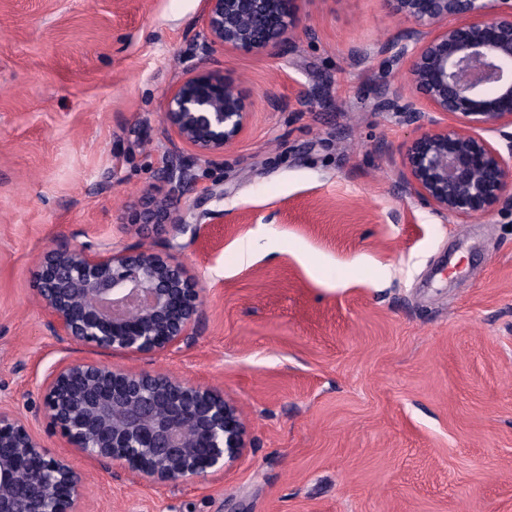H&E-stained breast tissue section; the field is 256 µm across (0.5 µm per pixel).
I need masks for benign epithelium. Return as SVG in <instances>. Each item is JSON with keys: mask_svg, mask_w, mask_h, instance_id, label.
<instances>
[{"mask_svg": "<svg viewBox=\"0 0 512 512\" xmlns=\"http://www.w3.org/2000/svg\"><path fill=\"white\" fill-rule=\"evenodd\" d=\"M201 62L170 92L162 121L198 160L224 156L247 127L242 91L209 66L216 47L266 53L295 35L299 0H204ZM417 28L385 45L399 82L379 102L414 126L400 179L434 210L462 219L512 205V0H389ZM495 132L507 154L481 135ZM157 206L176 233L193 227L180 152L163 171ZM38 296L60 340L129 353L168 350L195 334L202 289L167 253L96 252L59 243L40 256ZM47 419L80 454L158 487L206 481L245 454L246 424L223 391L166 373L98 362L61 364L40 412L0 405V512H89L85 478L32 431Z\"/></svg>", "mask_w": 512, "mask_h": 512, "instance_id": "7a95c632", "label": "benign epithelium"}]
</instances>
